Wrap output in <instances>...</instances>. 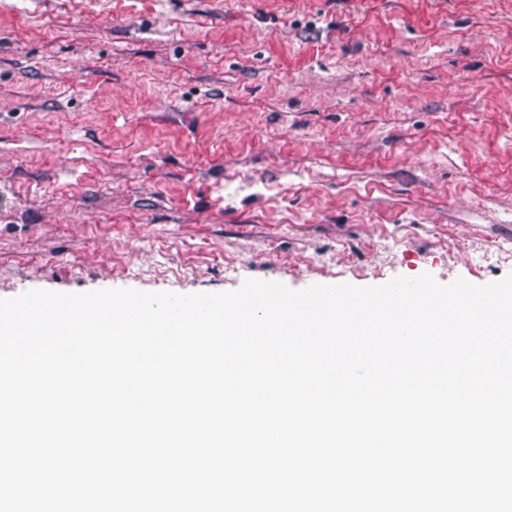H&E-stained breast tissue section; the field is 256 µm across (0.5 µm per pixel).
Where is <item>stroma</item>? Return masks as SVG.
Segmentation results:
<instances>
[{"label": "stroma", "instance_id": "obj_1", "mask_svg": "<svg viewBox=\"0 0 512 512\" xmlns=\"http://www.w3.org/2000/svg\"><path fill=\"white\" fill-rule=\"evenodd\" d=\"M512 273V0H0V299Z\"/></svg>", "mask_w": 512, "mask_h": 512}]
</instances>
